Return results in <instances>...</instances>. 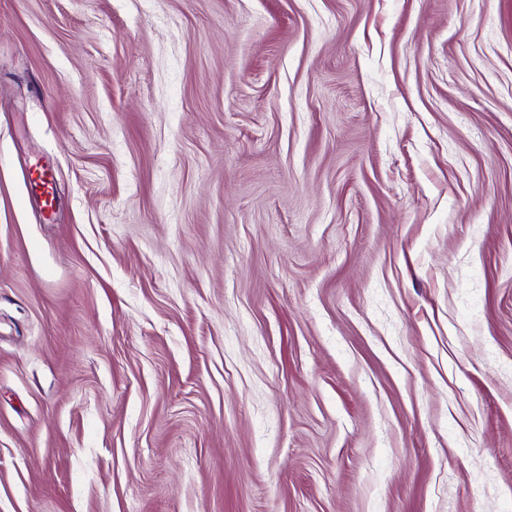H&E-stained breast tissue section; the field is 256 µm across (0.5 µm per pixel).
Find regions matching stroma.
<instances>
[{"label":"stroma","mask_w":512,"mask_h":512,"mask_svg":"<svg viewBox=\"0 0 512 512\" xmlns=\"http://www.w3.org/2000/svg\"><path fill=\"white\" fill-rule=\"evenodd\" d=\"M0 512H512V0H0Z\"/></svg>","instance_id":"obj_1"}]
</instances>
